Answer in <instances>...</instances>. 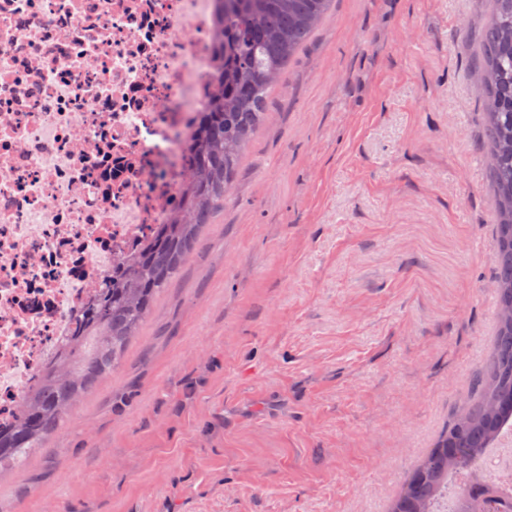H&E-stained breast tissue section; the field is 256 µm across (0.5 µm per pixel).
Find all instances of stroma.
<instances>
[{"mask_svg": "<svg viewBox=\"0 0 512 512\" xmlns=\"http://www.w3.org/2000/svg\"><path fill=\"white\" fill-rule=\"evenodd\" d=\"M489 0H332L117 368L0 512H386L496 331Z\"/></svg>", "mask_w": 512, "mask_h": 512, "instance_id": "obj_1", "label": "stroma"}]
</instances>
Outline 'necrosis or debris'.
I'll list each match as a JSON object with an SVG mask.
<instances>
[{"instance_id":"necrosis-or-debris-1","label":"necrosis or debris","mask_w":512,"mask_h":512,"mask_svg":"<svg viewBox=\"0 0 512 512\" xmlns=\"http://www.w3.org/2000/svg\"><path fill=\"white\" fill-rule=\"evenodd\" d=\"M219 0H0V426L180 203Z\"/></svg>"}]
</instances>
